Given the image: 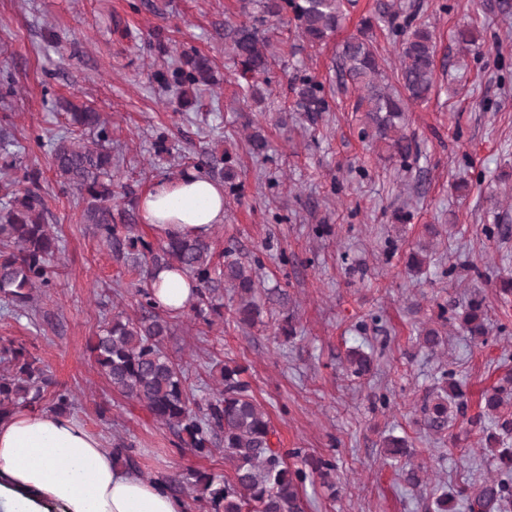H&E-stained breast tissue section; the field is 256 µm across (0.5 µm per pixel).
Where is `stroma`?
I'll use <instances>...</instances> for the list:
<instances>
[{
    "instance_id": "35a3bbf8",
    "label": "stroma",
    "mask_w": 512,
    "mask_h": 512,
    "mask_svg": "<svg viewBox=\"0 0 512 512\" xmlns=\"http://www.w3.org/2000/svg\"><path fill=\"white\" fill-rule=\"evenodd\" d=\"M386 3L429 26L437 41V88L412 108L419 155L406 171L360 138L358 92L334 72L340 44L367 20L390 66H398L386 37L392 19L379 11ZM496 4L355 0L327 44L279 58L257 109L235 95L240 77L227 33L242 20L239 0H0V106L9 105L12 139L42 173L49 222L61 239L54 286L38 297L39 314L0 304V338L48 365L74 395L76 417L105 442L120 435L132 443L147 476L224 471L222 457L202 460L177 448L171 430L113 390L87 349L114 308L135 311L137 296L123 257L80 223L76 195L49 169L50 141L66 133L70 101L109 121L120 157L114 181L130 196L178 174L201 148L237 158L244 194L227 198L209 240L218 253L231 246L240 256H261V287L286 288L288 305L273 307L271 326L259 329L227 316L208 326L184 311L165 347L186 365L200 397L217 363L244 367L283 447L335 458V491L306 481V512H433L437 488L493 476L478 435L458 424L438 441L420 406L441 371L451 369L477 413L482 393L512 371V295H497L486 279L491 269L512 272V237L485 235L486 226L512 224V16ZM472 20L480 48L459 49L453 33ZM193 49L210 59L214 85L187 87L182 97L159 92L157 75L170 74ZM302 69L325 83L331 110L314 125L279 126L292 101L289 82ZM250 117L271 142L266 158L248 153L242 125ZM459 181L464 189L454 190ZM400 208L410 211L408 223L394 220ZM428 224L439 231L430 240ZM425 240L431 264L408 271V253ZM477 292L489 305L486 342L473 344L448 326L435 352L420 349L417 331L436 322L439 304L458 307ZM371 313L381 315L379 327L360 337L355 327ZM287 316L295 328L289 337L277 329ZM357 345L373 353L374 376L358 379L347 370L346 352ZM380 393L388 405L377 401ZM390 434L407 438L416 462L427 465L420 489L404 487L384 457Z\"/></svg>"
}]
</instances>
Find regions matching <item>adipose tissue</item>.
I'll return each mask as SVG.
<instances>
[{"label":"adipose tissue","instance_id":"ef3b65f1","mask_svg":"<svg viewBox=\"0 0 512 512\" xmlns=\"http://www.w3.org/2000/svg\"><path fill=\"white\" fill-rule=\"evenodd\" d=\"M224 186L190 174L156 182L139 200L141 223L162 235L207 238L224 221ZM195 286L181 271L156 270L152 292L184 309ZM186 512L160 479L119 463L101 436L76 417L21 410L0 420V512Z\"/></svg>","mask_w":512,"mask_h":512}]
</instances>
